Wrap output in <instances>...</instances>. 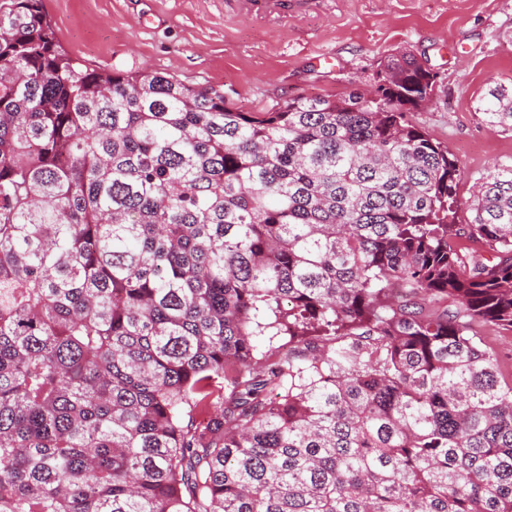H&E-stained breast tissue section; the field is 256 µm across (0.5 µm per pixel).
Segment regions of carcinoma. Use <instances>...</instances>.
<instances>
[{
    "mask_svg": "<svg viewBox=\"0 0 512 512\" xmlns=\"http://www.w3.org/2000/svg\"><path fill=\"white\" fill-rule=\"evenodd\" d=\"M436 77L243 112L0 0V512H512V165L456 223ZM474 331L483 343V347L496 354L498 376L502 384L512 381V334L486 324H474Z\"/></svg>",
    "mask_w": 512,
    "mask_h": 512,
    "instance_id": "1",
    "label": "carcinoma"
}]
</instances>
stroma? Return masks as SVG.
Instances as JSON below:
<instances>
[{
    "mask_svg": "<svg viewBox=\"0 0 512 512\" xmlns=\"http://www.w3.org/2000/svg\"><path fill=\"white\" fill-rule=\"evenodd\" d=\"M64 48L87 65L148 69L208 86L247 112L374 84L385 56L411 51L438 74L432 101L408 112L458 164L457 223L472 187L512 163V131L490 130V87L512 86V0H304L264 14L245 0H45ZM512 382V334L477 323Z\"/></svg>",
    "mask_w": 512,
    "mask_h": 512,
    "instance_id": "35a3bbf8",
    "label": "stroma"
}]
</instances>
